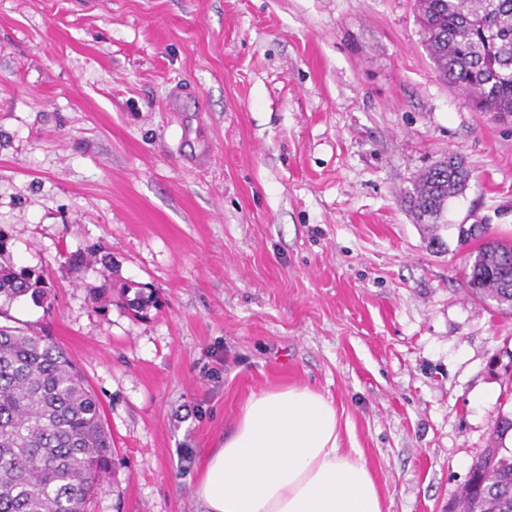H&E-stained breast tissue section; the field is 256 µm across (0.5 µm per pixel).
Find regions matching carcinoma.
Here are the masks:
<instances>
[{"label":"carcinoma","mask_w":512,"mask_h":512,"mask_svg":"<svg viewBox=\"0 0 512 512\" xmlns=\"http://www.w3.org/2000/svg\"><path fill=\"white\" fill-rule=\"evenodd\" d=\"M418 22L439 76L479 112L512 122V0H417ZM470 171L459 156L423 171L406 194L421 221H437L448 199L459 194ZM480 240L464 272L469 294L512 307V239L488 237L484 224L461 230ZM101 265L98 300L112 302L109 260ZM125 305L145 316L158 307L142 288ZM29 296L44 302L51 285L27 269L0 265V297ZM512 415L499 417L494 447L477 458V490L462 495L459 512H512V452L503 440ZM114 456L100 404L70 356L45 336L0 327V512H88L95 485Z\"/></svg>","instance_id":"cac0c4a2"}]
</instances>
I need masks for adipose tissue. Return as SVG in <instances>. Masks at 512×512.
Masks as SVG:
<instances>
[{
    "instance_id": "1",
    "label": "adipose tissue",
    "mask_w": 512,
    "mask_h": 512,
    "mask_svg": "<svg viewBox=\"0 0 512 512\" xmlns=\"http://www.w3.org/2000/svg\"><path fill=\"white\" fill-rule=\"evenodd\" d=\"M196 496L204 512H384L366 460L340 446L333 402L306 386L252 394Z\"/></svg>"
}]
</instances>
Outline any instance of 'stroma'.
Instances as JSON below:
<instances>
[{
  "label": "stroma",
  "instance_id": "stroma-1",
  "mask_svg": "<svg viewBox=\"0 0 512 512\" xmlns=\"http://www.w3.org/2000/svg\"><path fill=\"white\" fill-rule=\"evenodd\" d=\"M471 171L438 225L405 195ZM512 238V126L438 76L415 0H0V298L98 398L115 450L89 512H202L251 394L333 400L385 512H452L512 412V310L470 296L477 242ZM440 245H433V238ZM145 285L99 308L96 267ZM51 288L35 271L0 265V297L15 299L30 295L34 302L43 303L51 296ZM119 288L125 298L126 307L136 315L147 316L151 308L156 309L159 306L158 297L151 290L147 293L145 288H137L134 297L129 299L127 293L132 289L131 285L122 284Z\"/></svg>",
  "mask_w": 512,
  "mask_h": 512
}]
</instances>
